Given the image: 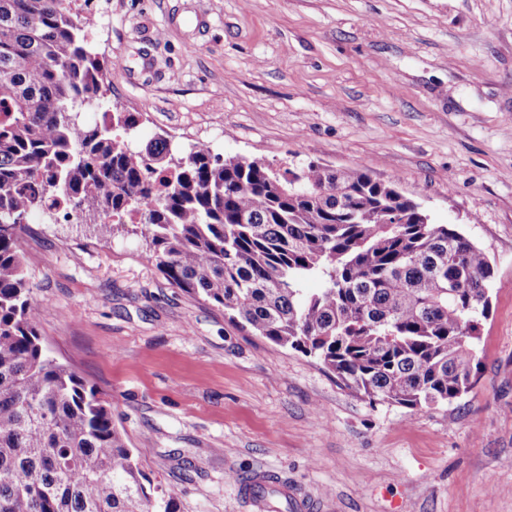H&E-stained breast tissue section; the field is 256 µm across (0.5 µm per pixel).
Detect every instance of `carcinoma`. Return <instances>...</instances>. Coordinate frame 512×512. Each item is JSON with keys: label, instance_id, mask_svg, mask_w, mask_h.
Wrapping results in <instances>:
<instances>
[{"label": "carcinoma", "instance_id": "cac0c4a2", "mask_svg": "<svg viewBox=\"0 0 512 512\" xmlns=\"http://www.w3.org/2000/svg\"><path fill=\"white\" fill-rule=\"evenodd\" d=\"M83 13L0 0V512H177L39 334L17 241L53 194L102 221L139 214L171 286L372 401L416 409L474 387L493 280L480 247L363 167L274 169L167 134L135 149L138 112L86 124L107 66ZM311 276L323 288L307 294Z\"/></svg>", "mask_w": 512, "mask_h": 512}]
</instances>
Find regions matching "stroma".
Masks as SVG:
<instances>
[{
  "instance_id": "35a3bbf8",
  "label": "stroma",
  "mask_w": 512,
  "mask_h": 512,
  "mask_svg": "<svg viewBox=\"0 0 512 512\" xmlns=\"http://www.w3.org/2000/svg\"><path fill=\"white\" fill-rule=\"evenodd\" d=\"M104 110L277 168L364 166L494 267L477 382L373 403L312 357L171 286L138 232L27 224L52 355L110 403L177 512H255L266 470L317 512H512V0H90ZM269 477L259 474L246 482L238 484L239 490L252 499L256 508L260 511H270V503L265 499Z\"/></svg>"
}]
</instances>
